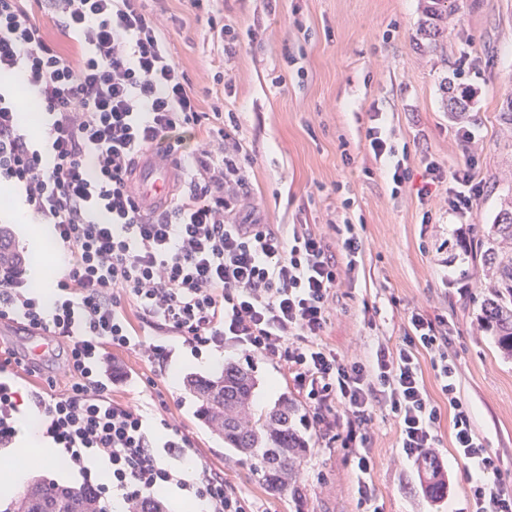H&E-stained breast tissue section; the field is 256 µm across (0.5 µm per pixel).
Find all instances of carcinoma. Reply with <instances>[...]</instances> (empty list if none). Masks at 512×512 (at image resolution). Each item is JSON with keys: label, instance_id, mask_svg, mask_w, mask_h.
Instances as JSON below:
<instances>
[{"label": "carcinoma", "instance_id": "obj_1", "mask_svg": "<svg viewBox=\"0 0 512 512\" xmlns=\"http://www.w3.org/2000/svg\"><path fill=\"white\" fill-rule=\"evenodd\" d=\"M500 241L493 244L482 238L475 241V253L494 256L499 280L489 291L483 307L485 318L495 321L499 329L498 345L512 354V210L503 212L497 225ZM0 265L15 270L20 267L19 252L13 250L6 233L0 231ZM189 390L201 401L197 410L204 424L211 426L218 417H224V442L245 454L261 448L257 456L262 481L267 487L283 490L291 488L297 462L307 453L306 440L289 424L294 404L283 399L267 413L253 415L249 406L255 383L250 374L235 367L226 369L215 379L187 378ZM38 494H24L19 499L20 512H43L45 509H70L88 505L96 499L87 487H72L42 481L35 485Z\"/></svg>", "mask_w": 512, "mask_h": 512}]
</instances>
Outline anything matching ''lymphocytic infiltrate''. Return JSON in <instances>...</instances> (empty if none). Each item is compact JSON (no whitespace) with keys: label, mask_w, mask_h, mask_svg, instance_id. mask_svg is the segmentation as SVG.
I'll return each instance as SVG.
<instances>
[{"label":"lymphocytic infiltrate","mask_w":512,"mask_h":512,"mask_svg":"<svg viewBox=\"0 0 512 512\" xmlns=\"http://www.w3.org/2000/svg\"><path fill=\"white\" fill-rule=\"evenodd\" d=\"M27 2L0 0V75L19 77L22 87L0 86V184L18 192L38 223L52 225L66 275L46 307L19 291L15 271L0 269V320L68 341L69 388L38 398L47 437L73 464L90 453L107 457L112 488L128 506L174 481L146 417L111 398L118 376L104 347L134 345L164 356L163 346L136 332L133 310L194 346L232 341L277 360L313 406L308 426L350 452L364 505L374 497V461L356 442L366 439L377 404L394 414L407 460L417 464L434 453L441 408L422 378L419 354L426 351L469 472L466 512H512V487L458 392L440 322L411 311L402 345L377 347L363 362L340 360L321 343L341 272L355 269L363 241L353 224L339 229L342 267L321 235L306 228L285 235L255 220L244 179L249 155L238 141L216 148L217 128L168 50L164 18L148 13L144 0H43L77 44L67 55L44 36ZM32 104L39 112L33 132L21 120ZM158 140L170 141L177 155L173 189L148 211L135 173ZM441 183L449 210L460 215L482 191L473 163L447 172L429 161L420 202ZM184 488L208 512H259L205 466Z\"/></svg>","instance_id":"lymphocytic-infiltrate-1"}]
</instances>
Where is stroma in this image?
<instances>
[{"instance_id":"35a3bbf8","label":"stroma","mask_w":512,"mask_h":512,"mask_svg":"<svg viewBox=\"0 0 512 512\" xmlns=\"http://www.w3.org/2000/svg\"><path fill=\"white\" fill-rule=\"evenodd\" d=\"M428 4L212 0L217 24L239 36L232 54L186 0H147L146 7L164 15L174 59L190 77L201 111L235 113L237 136L251 156L245 170L259 221L284 231L308 225L336 251L341 243L335 226L355 224L362 237L357 267L337 290L336 312L322 342L338 358L366 359L378 346L401 344L412 309L447 321L460 395L500 460L502 480L512 486V358L499 350L484 323L483 299L495 267L476 259L473 248L476 235L492 233L512 198V125L504 117L512 102V0H448V16L436 26L426 21ZM466 48L472 64L463 69L459 57ZM464 91L470 95L467 111L449 112V99ZM375 121L396 151L408 155L411 179L401 188H394L386 163L369 150L366 130ZM462 123L474 128V141L458 140ZM428 157L448 171L474 160L484 191L470 214H449L436 201L423 210L416 191ZM151 338L164 345L163 360L138 349L113 350L127 379L115 385L112 397L141 410L154 437L165 438V424L179 426L194 441L199 461L262 512H362L355 465L305 425L313 407L293 374L239 344L217 348L225 366L252 370L256 409L269 410L284 397L295 402L291 425L309 443L296 498L264 485L255 458L225 445L198 419V401L185 379L197 372L199 349L158 329ZM37 342L22 323L0 320V347L17 357L0 372V381L32 407L36 394L50 388L61 393L69 384L63 339L52 345L42 373L23 369L21 358ZM451 419L450 410H443L437 451L445 489L433 497L402 456L389 409H376L367 446L379 512L464 507L469 482L453 447Z\"/></svg>"}]
</instances>
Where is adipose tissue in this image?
Here are the masks:
<instances>
[{
  "label": "adipose tissue",
  "instance_id": "1",
  "mask_svg": "<svg viewBox=\"0 0 512 512\" xmlns=\"http://www.w3.org/2000/svg\"><path fill=\"white\" fill-rule=\"evenodd\" d=\"M39 423L37 410L30 409L19 414L17 436L12 447L0 451V456L6 459L4 466L0 467V496L12 494L17 486L26 481L30 474L28 462L32 459L51 467L61 477H68L62 449L43 435Z\"/></svg>",
  "mask_w": 512,
  "mask_h": 512
}]
</instances>
